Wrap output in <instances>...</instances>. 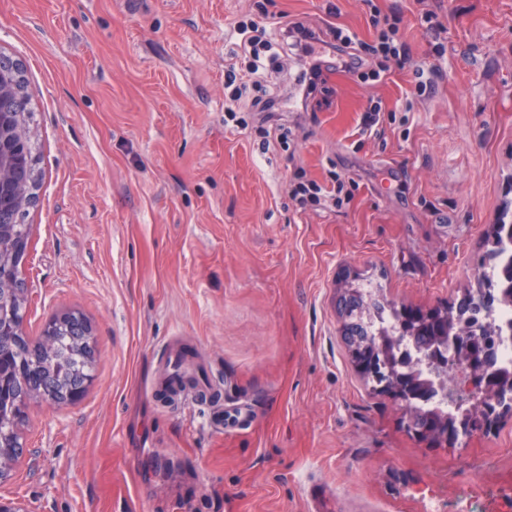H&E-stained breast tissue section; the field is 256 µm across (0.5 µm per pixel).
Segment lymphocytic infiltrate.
<instances>
[{"label":"lymphocytic infiltrate","instance_id":"1","mask_svg":"<svg viewBox=\"0 0 512 512\" xmlns=\"http://www.w3.org/2000/svg\"><path fill=\"white\" fill-rule=\"evenodd\" d=\"M369 21L374 32V38L369 42L358 40L347 29L338 26L326 33L301 21H283V36L292 39L300 55L310 54L312 43L317 42L322 46L321 58L315 59L299 77L307 93H315L325 84L329 72L325 60L329 57L365 82L378 81L390 74L392 69L402 70L411 65L419 77L413 91L414 97H425L432 90L440 71L434 66L414 65L410 48L400 33V12H384L374 2L370 6ZM235 30L241 37L245 68L240 73L229 72L227 79L235 85L234 100L243 101L259 129L266 133L276 129L279 120L282 89L265 83L266 63L277 57L279 46L266 26L257 22H237ZM291 196L302 206L326 201L339 207L344 201L350 200L351 193L346 190L340 177H333L330 185L323 186L307 179L305 172L299 170L291 182Z\"/></svg>","mask_w":512,"mask_h":512}]
</instances>
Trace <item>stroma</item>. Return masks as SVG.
<instances>
[{
    "instance_id": "1",
    "label": "stroma",
    "mask_w": 512,
    "mask_h": 512,
    "mask_svg": "<svg viewBox=\"0 0 512 512\" xmlns=\"http://www.w3.org/2000/svg\"><path fill=\"white\" fill-rule=\"evenodd\" d=\"M339 15H331L330 4ZM400 5L416 61L443 80L402 109L412 72L332 74L287 143L225 120L234 23L279 14L371 40L364 0H0V54L20 60L40 180L25 222L23 332L74 311L97 362L68 405L30 401L0 498L26 512H512V420L456 447L409 436L341 334L349 284L430 310L474 285L512 202V0H434L442 31ZM384 135L361 139L369 100ZM353 192L292 200L295 168ZM204 357L233 427L208 405L151 404L164 342ZM169 462L190 476L137 495Z\"/></svg>"
}]
</instances>
